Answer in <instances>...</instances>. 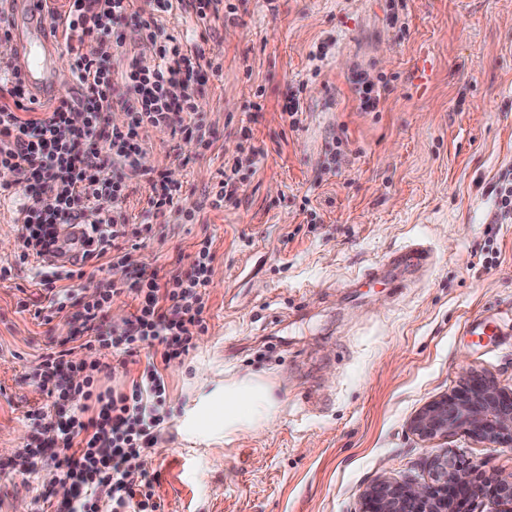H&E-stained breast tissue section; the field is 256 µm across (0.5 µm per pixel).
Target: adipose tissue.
<instances>
[{"mask_svg": "<svg viewBox=\"0 0 512 512\" xmlns=\"http://www.w3.org/2000/svg\"><path fill=\"white\" fill-rule=\"evenodd\" d=\"M277 407L273 389L264 380L231 379L186 408L182 428L193 436L228 443L240 433L271 426Z\"/></svg>", "mask_w": 512, "mask_h": 512, "instance_id": "ef3b65f1", "label": "adipose tissue"}]
</instances>
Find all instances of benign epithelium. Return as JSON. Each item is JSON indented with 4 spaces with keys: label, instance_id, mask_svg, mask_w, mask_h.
Instances as JSON below:
<instances>
[{
    "label": "benign epithelium",
    "instance_id": "7a95c632",
    "mask_svg": "<svg viewBox=\"0 0 512 512\" xmlns=\"http://www.w3.org/2000/svg\"><path fill=\"white\" fill-rule=\"evenodd\" d=\"M411 432L424 441L461 430L495 446H512V389L472 373L450 393L430 401L412 419ZM427 482L378 479L361 494L359 512H457L465 498L495 499L500 512H512V476L493 479L479 465L462 466L440 454L428 462Z\"/></svg>",
    "mask_w": 512,
    "mask_h": 512
}]
</instances>
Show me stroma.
Returning a JSON list of instances; mask_svg holds the SVG:
<instances>
[{"instance_id":"35a3bbf8","label":"stroma","mask_w":512,"mask_h":512,"mask_svg":"<svg viewBox=\"0 0 512 512\" xmlns=\"http://www.w3.org/2000/svg\"><path fill=\"white\" fill-rule=\"evenodd\" d=\"M232 2L234 19L205 25L185 6L163 15L223 75L197 98L193 141L153 127L140 137L148 167L180 195L177 213L132 249L137 269L187 270L206 239L213 254L208 329L163 368L172 414L145 455L163 512H357L378 477L427 481V462L446 451L512 476V447L410 430L470 372L512 389V220L496 223L488 192L512 170V0H404L394 13L389 0ZM320 44L318 67L309 55ZM362 81L377 108L363 107ZM296 91L294 131L285 107ZM249 146L265 157L240 172L234 201L213 208L225 160ZM418 243L428 264L393 271L392 257ZM491 250L498 259L483 267ZM18 253L13 214L0 209V512H36L49 487L46 471L7 467L32 433L27 412L51 404L31 379L38 359L87 338L74 308L47 323L21 309L41 298ZM374 268L400 288H355ZM475 323L496 327L491 343L472 345ZM96 356L111 367L101 386L123 391L147 364L142 353ZM242 377L272 385L275 424L228 444L186 441L182 406Z\"/></svg>"}]
</instances>
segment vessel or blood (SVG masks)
<instances>
[{
	"label": "vessel or blood",
	"instance_id": "1",
	"mask_svg": "<svg viewBox=\"0 0 512 512\" xmlns=\"http://www.w3.org/2000/svg\"><path fill=\"white\" fill-rule=\"evenodd\" d=\"M19 22L16 28L10 54H25L30 65L23 74L25 91L30 100H54L62 95L78 99L81 91L77 86L60 78L54 69V59L58 52L52 36L53 20L46 8L47 0H0ZM82 227L78 224H65L59 229L58 247L41 256L43 266L71 265L82 258Z\"/></svg>",
	"mask_w": 512,
	"mask_h": 512
}]
</instances>
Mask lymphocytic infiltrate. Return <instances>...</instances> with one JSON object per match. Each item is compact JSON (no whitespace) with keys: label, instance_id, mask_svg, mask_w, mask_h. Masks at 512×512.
I'll return each mask as SVG.
<instances>
[{"label":"lymphocytic infiltrate","instance_id":"lymphocytic-infiltrate-1","mask_svg":"<svg viewBox=\"0 0 512 512\" xmlns=\"http://www.w3.org/2000/svg\"><path fill=\"white\" fill-rule=\"evenodd\" d=\"M174 0H69L61 21V35L74 57L71 76L81 88L79 104L62 99L45 111L26 103L19 73L0 90V175L18 174L31 194L23 224L20 262H28L53 247L63 224H83L96 246L97 256L111 255L114 268L130 261L127 218L119 206L131 181L156 186L149 195L143 232L170 214L177 204V187L156 183L155 171L143 167L138 139L142 126L163 131L184 129L195 119L197 95L208 76H220L221 65L206 59L200 47L179 42L159 16L172 12ZM134 27L141 42L153 49L151 57H133L124 70H116L112 52ZM99 46L97 56L81 54L85 41ZM127 114L123 126H112L113 107ZM85 114L82 125L70 119L73 110ZM111 197L117 210L104 215L97 206ZM213 260L210 241H202L187 271L170 274L165 282L140 280L121 288L108 283L90 298L74 299L69 280L82 279L83 270L46 267L37 272V285L50 312L63 311L77 300L81 320L90 338L85 348L96 346L131 355L157 350L162 361L188 354L193 337L206 331V290ZM136 296L138 307L123 324L108 326L106 311L121 292ZM64 352L43 354L35 376L53 401H71L66 422L57 427L55 453L46 456L40 435L48 426L43 411L27 418L35 439L12 459V469L31 474L53 465L69 481L72 497L53 501L43 494L38 512H159L154 482L141 471L142 454L157 442L167 414L166 386L156 364H149L128 391L101 389L106 364L93 360L82 380L67 372Z\"/></svg>","mask_w":512,"mask_h":512}]
</instances>
